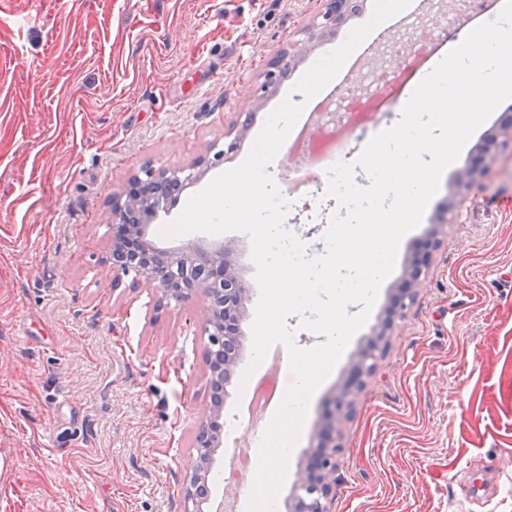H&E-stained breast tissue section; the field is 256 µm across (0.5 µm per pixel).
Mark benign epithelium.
Listing matches in <instances>:
<instances>
[{"instance_id": "7a95c632", "label": "benign epithelium", "mask_w": 512, "mask_h": 512, "mask_svg": "<svg viewBox=\"0 0 512 512\" xmlns=\"http://www.w3.org/2000/svg\"><path fill=\"white\" fill-rule=\"evenodd\" d=\"M322 19L332 23L352 8L354 0H324ZM492 157L465 162L458 169L456 185L470 186L483 174ZM210 158L200 157L187 167L162 169L147 168L144 174L154 179L160 187L171 189L196 178L195 170L206 168ZM142 178L132 177L124 194L114 198L109 223L112 241L109 245L108 264L112 268L109 286L119 288L123 278L132 276L129 287L150 288L164 296L174 293L185 301L201 295L207 300L203 333L207 336L205 373L208 383L217 382L230 375L238 362L240 350L246 341L242 323L245 319V303L249 289L237 262L238 248L232 242L217 241L203 245L189 241L176 248H161L148 241L150 219L158 209L148 208L141 213L137 224L127 223L126 209L139 202L138 189ZM439 244L438 233H433L420 245L400 294L389 304L388 317L377 327L376 338L383 339L394 319L403 315L416 296L421 285L423 269L429 264L432 253ZM379 346L370 344L361 352V373L371 375L377 366ZM353 400L344 391L332 400L327 421L315 436L313 464L298 472L297 494L292 497L290 512H330L337 474L340 469L341 444L336 437L342 436V428L350 416ZM224 404L211 401L207 423L201 425L195 437L196 456L193 475L202 471L204 460L213 458L219 437L213 425L223 416Z\"/></svg>"}]
</instances>
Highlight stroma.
Masks as SVG:
<instances>
[{
	"mask_svg": "<svg viewBox=\"0 0 512 512\" xmlns=\"http://www.w3.org/2000/svg\"><path fill=\"white\" fill-rule=\"evenodd\" d=\"M322 0H0V512H190L206 301L111 289L114 195L249 129L339 42ZM308 43L299 53L300 43ZM289 76L266 85L272 60ZM443 173L312 395L276 512L417 245L447 227L356 391L331 512H512V148ZM454 211H447L448 202ZM492 161V157H483L479 161L464 162L458 169L456 185L459 188H466L470 186L479 175L483 174L484 169L488 163Z\"/></svg>",
	"mask_w": 512,
	"mask_h": 512,
	"instance_id": "35a3bbf8",
	"label": "stroma"
}]
</instances>
